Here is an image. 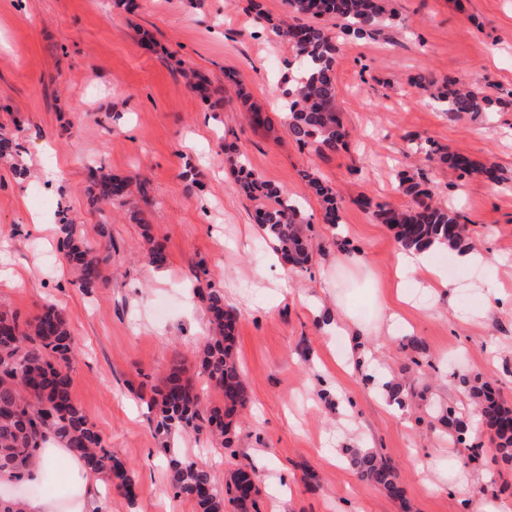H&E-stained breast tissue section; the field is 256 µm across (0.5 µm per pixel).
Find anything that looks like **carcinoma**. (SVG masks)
<instances>
[{
	"instance_id": "cac0c4a2",
	"label": "carcinoma",
	"mask_w": 512,
	"mask_h": 512,
	"mask_svg": "<svg viewBox=\"0 0 512 512\" xmlns=\"http://www.w3.org/2000/svg\"><path fill=\"white\" fill-rule=\"evenodd\" d=\"M244 10L263 18L275 37L288 42L292 49V65L297 72L290 82L285 108L288 110V132L293 140L305 146L317 145L322 153L346 147L349 132L336 102L335 63L340 51L339 40L322 26L300 22V18L329 17L336 20L343 37L370 38L379 27L390 22L393 14L383 0H285L292 21H274L264 10L262 0H245ZM441 83L436 96L437 106L446 112H492L506 108L511 101L487 94L479 81L448 87V79L440 81L419 74L410 79L416 89ZM427 154L437 155L448 167L463 173L473 171L497 183L499 177L493 164L477 169L464 156L446 146L430 147ZM239 186L250 195L273 199V205L258 213L259 224L265 227L275 243V250L294 269H304L309 262L311 245L302 229L299 208L283 200L281 191L263 182L247 168V157L237 153ZM311 188L325 204L324 223H339V205L332 189L318 178L306 175ZM89 193L96 204L110 205L115 199L131 200L139 193L149 203L146 185L128 178H117L90 168ZM406 195L415 207L399 209L388 203H374L368 197L361 205L373 211L376 220L395 229L396 242L404 249H419L438 242L450 250L462 249L467 227L458 215L431 202V194L421 184L405 176L401 178ZM63 237L58 250L62 260L75 276L82 290L91 293L105 287V274L112 259V236L107 225H98L99 240L90 243L75 235L72 223L60 218ZM149 262L166 263L162 240L144 232ZM197 293L206 304L209 336L197 356L201 374L223 393L224 399L214 403L204 399L194 381L174 372L155 388L146 401L153 413L155 429L168 435L182 429L208 441L232 443V427L238 409L249 400L242 370L233 354L232 344L236 315L224 302V291L211 283L197 285ZM75 341L67 321L55 304L44 303L31 319L20 320L17 314L0 311V473L14 481L25 480L39 462V450L47 437L65 443L72 454L94 473L108 478L109 485L134 499V477L125 464L105 447L104 439L72 396V356ZM482 423L491 433L492 451L500 462L512 465V407L501 402L491 389H473ZM352 463L358 476L376 486L393 499L403 498V487L395 467L387 460L370 453H354ZM169 483L174 493L195 506V512H224L229 502L239 512L256 508L251 498L242 503L241 492L256 487L255 476L237 468L228 472L226 492H220L210 472L177 452L169 453Z\"/></svg>"
}]
</instances>
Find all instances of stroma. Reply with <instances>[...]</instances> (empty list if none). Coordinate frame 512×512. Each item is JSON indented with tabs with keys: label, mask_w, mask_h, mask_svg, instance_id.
<instances>
[{
	"label": "stroma",
	"mask_w": 512,
	"mask_h": 512,
	"mask_svg": "<svg viewBox=\"0 0 512 512\" xmlns=\"http://www.w3.org/2000/svg\"><path fill=\"white\" fill-rule=\"evenodd\" d=\"M395 17L374 37L345 42L336 57V96L350 131L346 148L323 155L299 146L284 123L282 78L293 57L243 0H0V131L17 144L0 159V272L23 274L24 286L0 282V309L20 319L43 303L65 314L78 352L72 395L113 455L132 471L135 499L100 490L103 512H195L175 496L166 445L145 405L153 386L181 364L204 387L196 357L207 335L206 308L191 288L199 274L224 291L237 312L234 352L249 403L233 444L177 435L173 447L208 467L216 486L230 469L255 466L264 479L258 512H464L512 496V467L491 455L470 458L454 444L441 411L471 418L473 399L459 374L490 383L512 405V0H389ZM206 75L208 92L192 73ZM419 74L478 76L511 105L501 112L451 114L433 89L412 88ZM244 84L270 128L251 126L236 94ZM450 147L475 165L495 164L498 184L428 161L417 144ZM237 147L251 171L298 202L313 251L305 271L280 287L256 222L266 200L235 185L225 155ZM195 178H186V164ZM141 176L150 202L140 220L115 202L88 203L89 167ZM27 171L15 176V168ZM332 187L340 222L323 206L304 172ZM415 177L435 202L469 228L483 265L459 270L454 255L435 264L455 285L399 305L402 328L367 343L388 382L390 401L335 363L347 340L326 331L337 308L376 325L373 298L390 293L393 229L358 201L368 197L409 208L399 173ZM67 216L85 239L110 225L109 284L94 294L74 285L52 227ZM47 230L37 232L33 217ZM166 241L167 262L148 261L144 231ZM362 253L365 266L350 265ZM500 295L489 318L466 323L448 312L480 307ZM263 451L253 461L248 451ZM364 448L396 467L404 500L360 480L350 451ZM480 481L465 482L466 472Z\"/></svg>",
	"instance_id": "1"
}]
</instances>
